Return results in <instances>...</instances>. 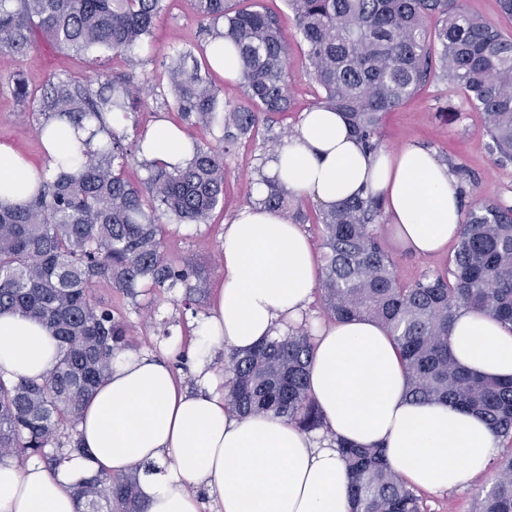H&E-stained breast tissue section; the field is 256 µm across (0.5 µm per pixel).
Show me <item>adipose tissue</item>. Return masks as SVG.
Segmentation results:
<instances>
[{"label": "adipose tissue", "mask_w": 512, "mask_h": 512, "mask_svg": "<svg viewBox=\"0 0 512 512\" xmlns=\"http://www.w3.org/2000/svg\"><path fill=\"white\" fill-rule=\"evenodd\" d=\"M82 130L63 119L43 127L49 166L80 158ZM152 157L187 162L184 132L158 122L144 135ZM270 174L322 206L361 190L379 195L402 248L443 251L458 232L462 196L434 153L410 144L369 152L339 113H304L295 136L270 162ZM39 174L0 143V202L29 198ZM224 227L223 270L214 306L191 352L198 390H184L167 363L127 352L86 402L78 423L88 458L47 470L37 459L0 462V512H77L76 486L89 470L124 475L159 461L142 477L148 512H351L343 439L382 447L406 484L449 491L482 475L495 436L478 414L406 395L407 376L380 324L356 319L320 326L309 392L326 421L325 440L272 415L239 416L224 402L212 361L218 350L247 351L297 322L318 282L316 258L300 225L258 202ZM455 361L474 373L512 377V330L476 310L462 311L448 334ZM48 329L19 313H0V376L42 380L57 362Z\"/></svg>", "instance_id": "1"}]
</instances>
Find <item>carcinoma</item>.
I'll return each mask as SVG.
<instances>
[{
    "mask_svg": "<svg viewBox=\"0 0 512 512\" xmlns=\"http://www.w3.org/2000/svg\"><path fill=\"white\" fill-rule=\"evenodd\" d=\"M207 22L210 39H224L239 55L237 83L244 102L224 104V145L192 142L185 167L146 158L144 138L125 142L106 125V114L137 111L141 88L126 74L96 79L70 75L50 82L41 96L20 73L7 79L14 95L39 104L88 132L84 161L63 156L19 204H0V312H19L44 324L59 358L41 381L0 379V461L36 457L50 466L88 458L77 430L94 389L109 376L114 356L131 346L122 316L92 295L107 281L132 299L139 289H185L190 308L196 268L173 258L167 224H205L224 203L227 157L253 139L265 114L291 110L288 39L275 16L256 3L190 0ZM306 46L307 76L317 86L315 107L342 114L369 152L380 148L385 113L414 96L431 74L462 88L482 113L489 149L512 159V38L466 12L463 0H286ZM166 0H0V48L24 55L44 42L81 54L103 48L128 55L150 43ZM181 54L167 67V83L149 93L170 97L191 126L215 120L223 87L211 63L187 68ZM148 176L125 177L136 155ZM266 194L258 200L295 221L309 218L302 200L283 181L259 173ZM379 196L360 193L330 208L314 209L323 249L321 303L332 320L367 318L393 338L407 371V394L481 414L495 437L512 444V379L478 377L448 351V331L466 309L512 328V206L478 200L466 210L448 270L412 283L375 235ZM314 336L304 325L255 349L224 351V401L241 416L273 413L312 432L325 427L308 389ZM69 447L67 456L47 452ZM348 470L352 512H425L423 498L386 462L383 449L337 441ZM85 512H146L139 471L94 472L78 484ZM477 512H512V455L498 461Z\"/></svg>",
    "mask_w": 512,
    "mask_h": 512,
    "instance_id": "1",
    "label": "carcinoma"
}]
</instances>
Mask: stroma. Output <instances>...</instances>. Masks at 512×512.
Returning a JSON list of instances; mask_svg holds the SVG:
<instances>
[{
	"instance_id": "1",
	"label": "stroma",
	"mask_w": 512,
	"mask_h": 512,
	"mask_svg": "<svg viewBox=\"0 0 512 512\" xmlns=\"http://www.w3.org/2000/svg\"><path fill=\"white\" fill-rule=\"evenodd\" d=\"M263 8L276 13L288 38L289 86L294 96L292 111L270 115L259 130V137L238 144L227 160L224 174V204L212 213L206 224H174L170 227L173 257L192 259L204 294L197 315L182 312V291L150 292L130 299L114 294L103 283H96L93 292L98 300L114 306L132 326L133 350L137 353L161 354L168 345L181 347L180 357L170 358L169 364L185 386H193L191 360L188 353L197 338L195 330L200 317L210 310L213 295L220 280L222 263V226L248 204L250 184L257 171L267 168L270 157L265 154L262 140L267 136H290L299 124L303 112L309 111L315 98L314 87L305 74V47L297 31L292 13L285 0H260ZM168 10L156 22L149 48L139 52L133 61L98 53L94 62H85L69 51H55L44 45L31 48L19 56L0 49V77L20 72L32 91H41L52 79L72 72L84 75L119 70L133 75L135 82L161 80L172 58L185 50H193L196 60H204L208 39L204 24L189 0H167ZM45 117L36 106L20 101L9 87L0 86V142L11 144L37 172H44L48 163L38 129ZM481 113L472 110L460 89L437 78L429 79L422 90L383 119L381 147L391 151L408 144H418L439 158L463 169L457 181L465 202L497 199L512 205V161H501L492 153L483 131ZM375 232L385 250L395 261L402 282L409 283L423 274L442 272L448 267L450 252L435 256H416L400 248L387 221L375 224ZM169 320V328H161V320ZM492 473L482 480L468 483L450 492H423L428 512H475L482 484L491 483Z\"/></svg>"
}]
</instances>
